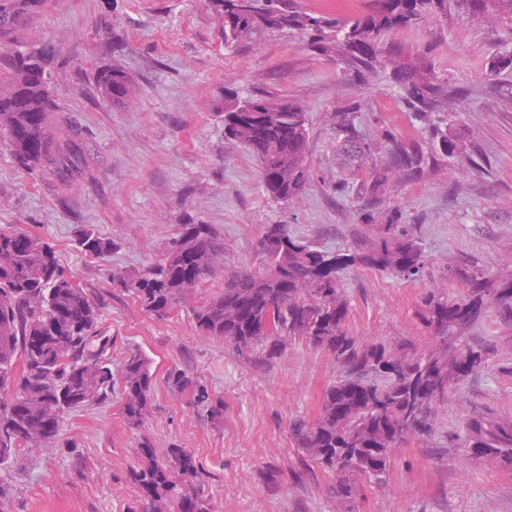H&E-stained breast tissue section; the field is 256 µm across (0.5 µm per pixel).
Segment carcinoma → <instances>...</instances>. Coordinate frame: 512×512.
<instances>
[{
  "mask_svg": "<svg viewBox=\"0 0 512 512\" xmlns=\"http://www.w3.org/2000/svg\"><path fill=\"white\" fill-rule=\"evenodd\" d=\"M473 18L492 4L512 18V0H459ZM42 0H4L0 4V46H21ZM368 13L336 17L301 10L295 0H252L248 9L231 13L224 24V43L254 33L298 30L307 46L336 57L349 70L370 73L379 56L405 55L402 46L387 45L382 35L435 14H448V0H370ZM56 53L48 47L0 55L10 79L0 85V127L18 163L47 184L63 189L76 177L90 175L86 133L63 113L50 92ZM401 99L416 121L428 126L430 151L407 146L392 133L391 167L415 175L456 157L441 115L448 98L462 93L437 73L431 50L397 70ZM96 84L109 100L129 96L127 74L114 67L100 71ZM353 110L336 113V135L345 154L357 160L371 153L356 126ZM224 136L259 158L263 186L277 203H288L307 185L306 112L291 101L266 96L224 102ZM389 167V168H391ZM389 168L369 169L357 182L363 198L386 189ZM362 217L375 227L360 250L335 253L288 233L284 224H267L261 240L264 268L242 271L224 282V290L193 309L196 327L205 336L222 338L241 355L263 351L270 361L298 340L329 353L342 375L326 391L317 418L290 423L302 461L333 476L332 496L344 512H356L364 484L379 485L397 448L432 434L438 409L469 375L489 367L495 351L468 342L467 332L493 303L512 323V279L495 280L473 270L459 273L463 292L430 291L418 304V317L430 333L420 352L401 344L364 343L349 334V303L340 273L362 266L405 280L419 279L426 255L399 211L376 223L372 211ZM79 246L103 258L115 243L86 229ZM224 242L208 224H181L160 258L133 275L115 273L112 284L133 294L146 311L160 317L189 302L196 289L215 275V260ZM98 307L69 277L55 250L22 230L0 231V462L28 444H41L58 432L65 415L106 401L112 393V338L98 327ZM123 411L128 423H144L152 398L150 360L131 349L119 370ZM166 383L175 393L190 392L198 411L217 419L223 405L209 389L182 369H171ZM454 448L502 466H512V425L487 413H475L451 437ZM143 461L130 471L140 491L142 512H211L199 490L200 473L184 448H169L163 461L149 445Z\"/></svg>",
  "mask_w": 512,
  "mask_h": 512,
  "instance_id": "cac0c4a2",
  "label": "carcinoma"
}]
</instances>
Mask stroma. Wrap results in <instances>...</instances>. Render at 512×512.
I'll list each match as a JSON object with an SVG mask.
<instances>
[{"label":"stroma","mask_w":512,"mask_h":512,"mask_svg":"<svg viewBox=\"0 0 512 512\" xmlns=\"http://www.w3.org/2000/svg\"><path fill=\"white\" fill-rule=\"evenodd\" d=\"M382 40L412 55L432 46L436 70L469 90L447 109L455 158L417 181L392 173L378 206L400 210L416 226L424 276L407 281L363 267L342 274L352 335L422 349L429 339L416 315L423 293L458 294L463 286L453 272L466 265L493 278L512 274V65L496 66L512 56V20L493 7L474 19L452 2L447 20L424 18ZM25 42L54 47L53 96L86 132L94 165L91 176L59 190L0 145V230L53 245L98 305L113 365L132 349L149 358L153 397L144 425L134 428L122 388L113 386L103 403L67 414L54 441L19 448L0 464V512H138L139 492L128 478L146 443L191 452L212 512H336L331 477L304 473L289 430L295 419L316 418L340 376L335 360L298 341L270 362L241 356L197 330L192 304L159 317L111 277L140 271L186 223L212 225L224 240L216 274L193 304L220 293L230 273L261 270L264 225H287L330 252L364 247L374 232L349 186L353 163L338 148L337 113L357 107L359 131L374 146L364 167L386 163L385 131L430 144L423 123L399 101L393 61L359 78L309 50L295 30L255 33L228 47L209 0H43ZM113 65L133 84L120 104L103 99L94 83ZM230 92L274 95L304 109L311 179L288 204L268 198L258 159L225 139ZM84 229L113 240L115 250L105 258L82 252ZM469 339L495 345L492 365L449 393L432 437L397 449L385 484L363 487L359 512H512V467L448 445L472 414L512 423V324L488 315ZM175 367L223 402L222 418H207L189 394L168 388Z\"/></svg>","instance_id":"1"}]
</instances>
